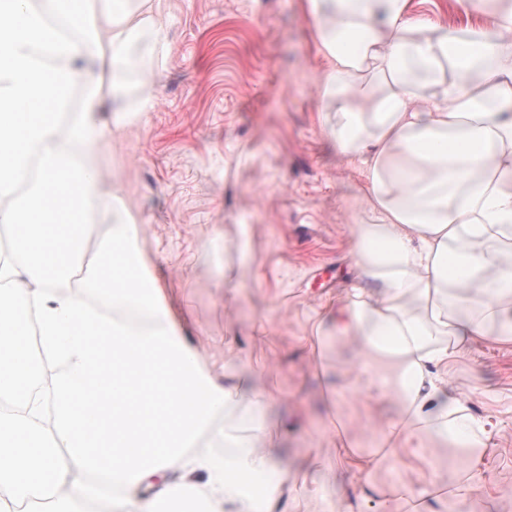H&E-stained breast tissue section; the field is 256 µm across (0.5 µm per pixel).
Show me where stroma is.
<instances>
[{
	"label": "stroma",
	"instance_id": "stroma-1",
	"mask_svg": "<svg viewBox=\"0 0 512 512\" xmlns=\"http://www.w3.org/2000/svg\"><path fill=\"white\" fill-rule=\"evenodd\" d=\"M151 3L167 51L121 91L134 115L110 133L101 176L138 215L149 271L216 381L257 371L271 417H289L281 457L354 505L351 451L379 448L400 408L345 395L359 346L331 323L313 329L320 298L356 283V227L370 221L363 165L337 157L322 127L328 60L302 0ZM448 376L493 435L488 485L512 483V344L480 343Z\"/></svg>",
	"mask_w": 512,
	"mask_h": 512
}]
</instances>
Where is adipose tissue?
I'll return each instance as SVG.
<instances>
[{"label": "adipose tissue", "instance_id": "obj_1", "mask_svg": "<svg viewBox=\"0 0 512 512\" xmlns=\"http://www.w3.org/2000/svg\"><path fill=\"white\" fill-rule=\"evenodd\" d=\"M455 6L480 24L433 26L409 0H304L330 61L327 138L365 166L374 217L356 232L361 283L322 307L359 345L354 387L401 406L383 449L357 459V488L411 512H443L435 458L417 483L372 472L398 469L409 444L476 449L451 502L471 512L493 439L448 367L480 341L512 343V0ZM165 51L148 0H0V223L14 230L0 265V512H280L282 487L324 494L279 456L255 377L215 382L180 336L135 216L102 188L97 114ZM95 205L112 230L89 260ZM205 433L214 447H198Z\"/></svg>", "mask_w": 512, "mask_h": 512}]
</instances>
